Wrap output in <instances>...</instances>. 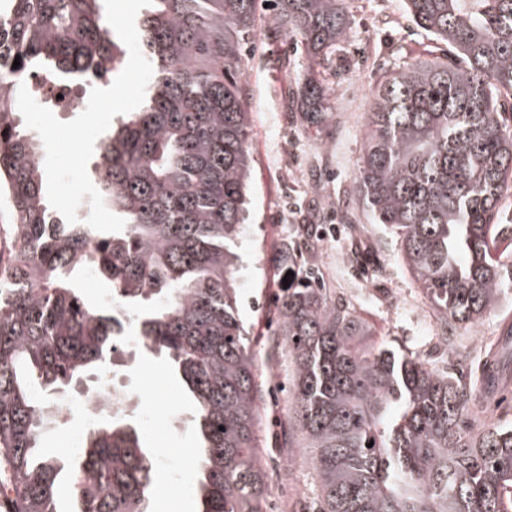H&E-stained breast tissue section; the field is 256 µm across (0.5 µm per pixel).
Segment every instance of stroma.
Here are the masks:
<instances>
[{"mask_svg": "<svg viewBox=\"0 0 512 512\" xmlns=\"http://www.w3.org/2000/svg\"><path fill=\"white\" fill-rule=\"evenodd\" d=\"M345 10L348 37L336 52V73L327 79L334 110L321 122L298 109L305 69L296 58L295 41L263 28L249 40L252 218L238 239L241 264L235 286L239 316L263 373L262 395L278 422L288 409V396L278 389L288 355L270 338V315L284 291L286 273L314 268L323 287L369 324L375 342L420 356L459 377L475 371L486 345L503 323L512 322L511 286L481 322L442 331L431 302L406 271L394 238L363 210L355 172L365 146L371 88L404 64L443 56L446 47L414 25L404 0H345ZM306 224L322 229L319 247L288 261L287 244L301 241ZM331 224L337 227L332 235L326 232ZM122 379L144 400V408H130L129 414L140 422L146 447L178 463L174 470L156 468L151 512H196L190 478L198 450L188 429L191 401L156 356L140 357ZM91 424L76 411L60 417L43 445L55 453L72 451ZM304 453L301 438L284 440L279 426L269 434L262 464L272 492L271 512H309L312 507L316 483L299 462ZM179 470L185 474L180 483L175 480Z\"/></svg>", "mask_w": 512, "mask_h": 512, "instance_id": "1", "label": "stroma"}]
</instances>
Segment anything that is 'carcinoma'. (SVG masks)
<instances>
[{
    "instance_id": "carcinoma-1",
    "label": "carcinoma",
    "mask_w": 512,
    "mask_h": 512,
    "mask_svg": "<svg viewBox=\"0 0 512 512\" xmlns=\"http://www.w3.org/2000/svg\"><path fill=\"white\" fill-rule=\"evenodd\" d=\"M100 0H0V512H149L156 456L125 415L99 416L67 456L41 454L53 422L38 400L81 396L122 358L124 323L186 385L199 450L198 512H264L269 485L258 372L240 320L234 251L250 215L246 40L261 24L299 41L311 67L336 70L344 0H152L141 20L154 78L144 102L101 135L93 176L118 233L69 224L43 190L35 136L16 121L31 75L64 83L119 71ZM414 24L465 65L423 61L371 91L356 181L371 223L397 238L403 264L444 325L470 327L512 285V0H405ZM18 68H12L14 61ZM301 111H331L309 77ZM105 280L122 308L85 300L78 275ZM288 349V431L309 448L317 512H512V426L485 410L512 393V323L473 382L367 342L371 327L305 279L272 317Z\"/></svg>"
}]
</instances>
